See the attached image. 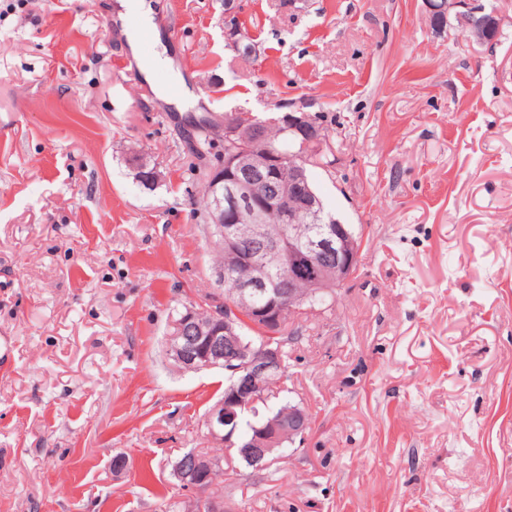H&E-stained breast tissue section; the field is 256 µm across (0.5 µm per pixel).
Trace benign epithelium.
<instances>
[{
  "label": "benign epithelium",
  "instance_id": "obj_1",
  "mask_svg": "<svg viewBox=\"0 0 512 512\" xmlns=\"http://www.w3.org/2000/svg\"><path fill=\"white\" fill-rule=\"evenodd\" d=\"M432 18L452 16L460 28L475 31L474 42L486 45L490 36L499 31L509 17L497 9L486 7L484 0H428ZM288 131L302 138L303 145L323 151L328 139L314 117L307 112L296 111L288 114ZM228 141L227 151L216 159V166L224 167V188L217 194L215 207L210 212L211 223L217 225L216 238L224 240V247H236L235 224L243 218L255 225V237L264 238L262 224L267 210L280 209L288 220V233L305 243L308 256L299 263L288 258V279L305 275L313 281L323 279L329 272L336 273V280L344 281L349 275V265L333 261L334 247L343 245L349 237L342 224H324L319 233L311 236L306 230L293 223L291 216L295 208L288 201L303 200V206L311 209L315 202L306 195L302 183V169L310 162L303 157L298 164H286L288 156L278 148H268L262 154L251 149L252 129L233 123L224 124ZM288 179V194H283L277 185ZM241 262L252 268V274L239 281L231 299L224 302L217 298L209 301V316H198L195 303L184 304V310L175 327L179 331L169 334L166 342L168 356L186 370H201L222 365L233 373V382L225 390L224 397L206 414L204 426L214 440L233 435V425L239 412L257 402L260 392L266 386L277 384L283 365L281 348L265 343L261 347L241 356L237 354L239 336L236 333L235 315L243 308L251 309L257 319L263 321L265 330L274 333L282 325L288 312L297 310L299 300L293 295L281 293L270 296L268 274L250 256ZM293 419L284 429L275 423L259 429L248 444L245 453L258 467L267 466L265 459L272 453L280 454L283 441L294 444L298 437L305 435L307 422L302 409H292ZM223 467L222 461L210 456L189 453L176 461L174 473L183 486L197 492L179 504L181 512H224L222 499L206 494L207 484L198 479H209L214 470Z\"/></svg>",
  "mask_w": 512,
  "mask_h": 512
}]
</instances>
